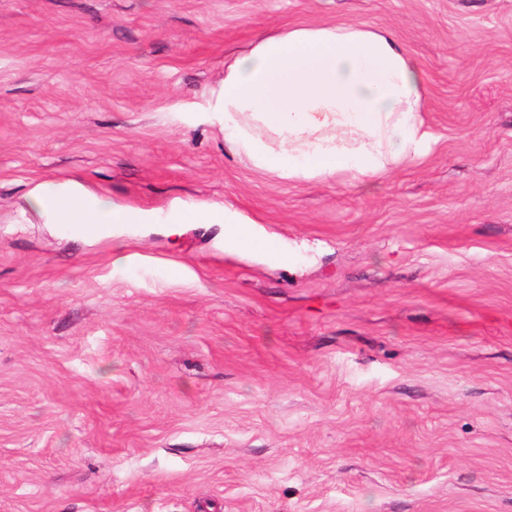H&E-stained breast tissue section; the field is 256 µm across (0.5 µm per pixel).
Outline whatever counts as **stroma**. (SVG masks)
Instances as JSON below:
<instances>
[{
  "mask_svg": "<svg viewBox=\"0 0 512 512\" xmlns=\"http://www.w3.org/2000/svg\"><path fill=\"white\" fill-rule=\"evenodd\" d=\"M394 31L426 154L298 182L237 156L224 63ZM220 224L100 240L40 181ZM0 512H512V0H0ZM30 199L37 212L51 224H61L68 232L85 237H102L107 230L98 224H224V240L238 250L262 249L282 261H288V253L279 247L268 252L260 243V235L254 221H242L224 204L210 203L197 207H173L167 211L114 206L112 201L80 190L74 181H45L35 184Z\"/></svg>",
  "mask_w": 512,
  "mask_h": 512,
  "instance_id": "35a3bbf8",
  "label": "stroma"
}]
</instances>
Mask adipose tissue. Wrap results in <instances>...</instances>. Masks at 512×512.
<instances>
[{
	"mask_svg": "<svg viewBox=\"0 0 512 512\" xmlns=\"http://www.w3.org/2000/svg\"><path fill=\"white\" fill-rule=\"evenodd\" d=\"M425 75L395 35L360 23L292 26L224 64L214 92L224 140L258 171L291 180L367 177L421 157ZM51 224H220L232 248L259 247L251 222L218 203L166 211L116 206L72 181L35 184Z\"/></svg>",
	"mask_w": 512,
	"mask_h": 512,
	"instance_id": "obj_1",
	"label": "adipose tissue"
}]
</instances>
